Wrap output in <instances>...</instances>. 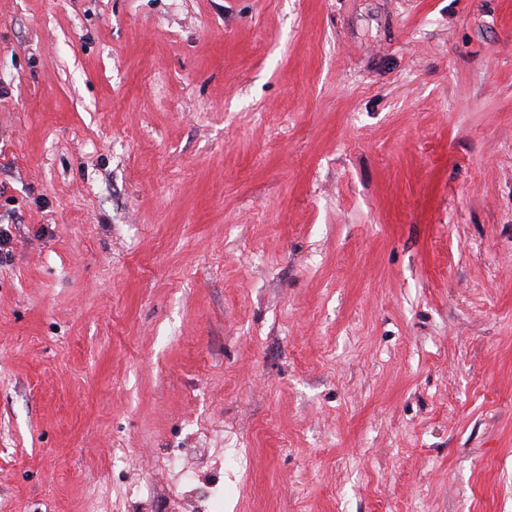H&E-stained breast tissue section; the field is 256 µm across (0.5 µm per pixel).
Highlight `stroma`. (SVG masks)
Listing matches in <instances>:
<instances>
[{"label": "stroma", "mask_w": 512, "mask_h": 512, "mask_svg": "<svg viewBox=\"0 0 512 512\" xmlns=\"http://www.w3.org/2000/svg\"><path fill=\"white\" fill-rule=\"evenodd\" d=\"M0 512H512V0H0Z\"/></svg>", "instance_id": "obj_1"}]
</instances>
